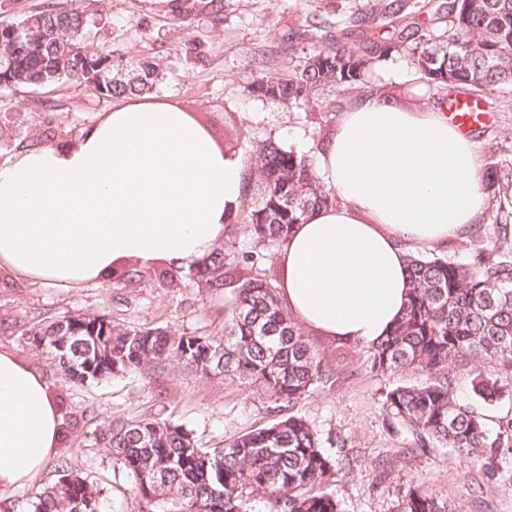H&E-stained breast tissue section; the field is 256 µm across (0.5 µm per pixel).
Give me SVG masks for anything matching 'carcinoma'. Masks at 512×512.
<instances>
[{
    "mask_svg": "<svg viewBox=\"0 0 512 512\" xmlns=\"http://www.w3.org/2000/svg\"><path fill=\"white\" fill-rule=\"evenodd\" d=\"M427 14L430 24L421 22ZM30 37L14 39L17 23L0 22V89L84 87L100 97L155 91L163 69L143 61L128 69L121 57L94 46L107 21L102 11L48 2L21 20ZM370 25V44L360 51L340 40L303 52L298 64L271 73L274 60L253 59L258 76L249 93L278 105H303L325 89H361L385 104L393 96L367 85L375 65L396 54L443 90L437 106L457 89L478 92L512 87V0H365L336 20V32ZM80 44L85 55L69 46ZM112 72V82L100 75ZM252 206L229 214L245 224L250 246L219 245L191 269L199 288L230 296L224 330L177 332L169 327L124 326L106 314L85 311L37 323L25 331L31 345L56 363L74 386L103 376L179 366L211 379L210 360H224V375L258 386L276 403L294 405L313 386H334L340 372L326 359L281 304L269 258L313 210L336 203L320 182L313 159L273 138L251 150ZM467 262L445 255L411 254L409 297L389 333L370 346L376 371H419L425 381L386 393L388 414L415 436L420 448L450 449L478 465L500 448L512 447V420L490 434L482 407L512 395V244L477 236ZM469 367L474 403L455 396L453 370ZM96 441L114 466L133 478L137 512H248L251 495L266 498L267 512H338L328 493L309 488L333 482L338 462L322 448L317 430L290 415L265 428L202 448L182 426L150 416L114 417ZM55 480L36 494L26 512H107L105 488L54 459ZM399 512H448L424 485L412 489Z\"/></svg>",
    "mask_w": 512,
    "mask_h": 512,
    "instance_id": "carcinoma-1",
    "label": "carcinoma"
}]
</instances>
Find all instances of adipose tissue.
Instances as JSON below:
<instances>
[{"instance_id": "ef3b65f1", "label": "adipose tissue", "mask_w": 512, "mask_h": 512, "mask_svg": "<svg viewBox=\"0 0 512 512\" xmlns=\"http://www.w3.org/2000/svg\"><path fill=\"white\" fill-rule=\"evenodd\" d=\"M336 205L295 225L278 252V296L309 330L371 345L401 315L412 246L446 247L487 208L473 141L438 110L364 97L321 145ZM244 191L238 157L170 100L113 105L78 140L0 164V269L80 287L131 261L201 263ZM46 378L0 350V500L40 474L60 443Z\"/></svg>"}]
</instances>
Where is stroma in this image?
<instances>
[{"instance_id": "obj_1", "label": "stroma", "mask_w": 512, "mask_h": 512, "mask_svg": "<svg viewBox=\"0 0 512 512\" xmlns=\"http://www.w3.org/2000/svg\"><path fill=\"white\" fill-rule=\"evenodd\" d=\"M222 12L183 17L148 9L146 0H104L111 20L101 38L124 59L161 64L165 78L156 100L177 101L194 113L216 142H223L225 114H232L243 137L240 157L253 142L274 137L284 147L317 155L340 115L319 101L287 107L250 94L256 72L251 59L275 50L277 72H284L302 50L321 45L307 28L292 23L304 0H223ZM374 86L399 95L402 109L421 112L434 103L435 90L406 61L393 56L374 69ZM458 98L479 100L486 113L469 132L481 168L496 165L499 186L489 197L474 233L494 232L497 211L512 214V88L488 93L458 90ZM113 101L82 88L20 86L0 91V163L18 151L74 141ZM224 292L197 288L189 272L175 281L144 270L141 282L109 280L80 288L33 283L0 271V349L12 351L42 373L52 392L63 394L86 444L73 457L76 468L105 486L110 512H131V480L114 468L108 449L93 439L104 420L149 415L189 431L205 448L224 444L288 414L303 416L317 430L322 446L340 464L327 491L340 512H398L410 488L425 484L450 512H512V450L499 449L479 470L445 448H417L411 432L394 422L384 406L391 389L422 382L415 371L384 373L371 367L367 347L350 346L336 366L343 382L315 386L295 406L269 401L260 388L238 379H203L171 366L161 373L129 372L84 387L68 384L47 355L32 349L25 329L47 317L88 309L138 327H172L180 332L216 333L224 328Z\"/></svg>"}]
</instances>
